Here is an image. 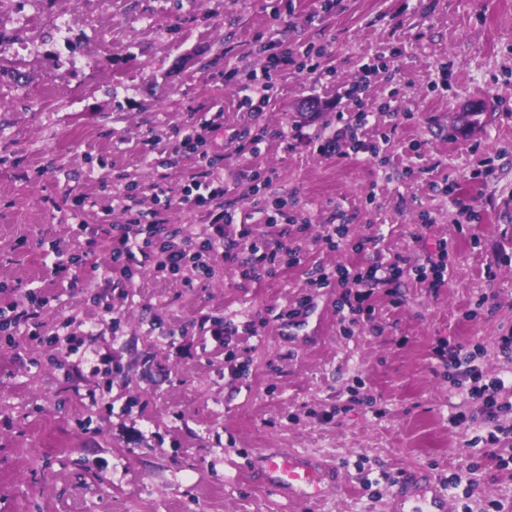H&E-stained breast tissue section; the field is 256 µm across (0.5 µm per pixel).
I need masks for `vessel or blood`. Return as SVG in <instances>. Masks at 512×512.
<instances>
[{"label": "vessel or blood", "mask_w": 512, "mask_h": 512, "mask_svg": "<svg viewBox=\"0 0 512 512\" xmlns=\"http://www.w3.org/2000/svg\"><path fill=\"white\" fill-rule=\"evenodd\" d=\"M252 473L265 487L301 505H315L326 488L337 485L339 470L315 456L292 449L257 452ZM390 512H448V496L441 484L420 471H409L393 482Z\"/></svg>", "instance_id": "vessel-or-blood-1"}]
</instances>
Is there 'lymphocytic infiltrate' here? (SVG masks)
<instances>
[{
    "label": "lymphocytic infiltrate",
    "instance_id": "obj_1",
    "mask_svg": "<svg viewBox=\"0 0 512 512\" xmlns=\"http://www.w3.org/2000/svg\"><path fill=\"white\" fill-rule=\"evenodd\" d=\"M258 41L262 50L269 53L268 66L257 71L233 69L224 75L226 81L239 86L242 98L238 107L243 112L263 111L270 102L277 80L288 68L310 74L317 73L320 68V53L309 48L296 52L282 49L277 30L260 35ZM361 71L360 82L346 91L357 110L342 119L331 138L318 145L320 154L339 158L352 153L372 158L377 155L375 143L364 136L365 130L376 124L364 94L371 76L380 73L389 82L393 75L385 64L366 63ZM220 127L218 118L213 117L201 123L199 128L187 131L180 140L179 150L194 154L198 170L184 185L179 199H172L167 188L158 184L153 188L155 207L151 213L138 210L135 198L126 193L119 196L118 203L129 216L127 223L113 224L108 217H101L97 232L111 243L113 273L132 280L138 272L137 254L152 253L159 257L155 264L156 272L184 274V283L189 286L194 280L209 275L210 262L215 255H231L241 245L250 254L248 262L240 267L241 277L259 279L273 275L276 259L283 252L288 257V266L307 267L308 287L316 290L335 286L344 289L340 306L351 317L369 309V301L376 291L395 295L396 285L402 278H411L430 288L444 285L448 261V245L444 242L435 253L413 264L399 256L390 262L367 266H307L301 241L309 222L290 209L286 200H273L267 196V189L277 179V173L272 169L258 168L250 175L251 205L260 223L264 224V231H257V225L237 222L238 199L230 194L223 176L215 173L207 149L209 134ZM175 201L197 216V223L187 225L182 231L169 230L163 215ZM132 226L138 229L133 236L128 233ZM435 354L447 368L453 384L467 391L469 397L479 404L487 425L482 443L496 448L511 440L512 426L505 428L498 422L499 413L512 407L503 400L505 380L500 376L483 377L477 365L481 349L467 350L460 345L442 343L437 346Z\"/></svg>",
    "mask_w": 512,
    "mask_h": 512
}]
</instances>
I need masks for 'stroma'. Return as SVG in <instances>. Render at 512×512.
<instances>
[{
    "label": "stroma",
    "instance_id": "stroma-1",
    "mask_svg": "<svg viewBox=\"0 0 512 512\" xmlns=\"http://www.w3.org/2000/svg\"><path fill=\"white\" fill-rule=\"evenodd\" d=\"M273 8L0 0L16 23L0 35V306L41 289L42 321L71 320L78 348L66 356L27 328L0 338V512H302L248 475L249 455L266 448L339 465L342 489H326L314 512H386L403 469L445 482L448 512L491 501L512 512V467L474 444L484 419L434 355L442 341L479 345L483 375L512 372L498 350L512 332V0H340L329 13L294 0L278 19ZM58 14L75 18L70 38L89 66H73L68 43L42 26ZM271 27L284 47L324 48L322 71L288 73L264 111H238L224 72L261 69L256 37ZM379 55L394 80L372 81L366 102L390 104L396 131L375 158L319 154ZM217 112L209 154L241 214L250 171L276 169L271 194L311 222L309 262L414 263L444 241V288L403 279L397 299L376 293L371 312L344 324L342 289L309 292L301 267L242 278L240 246L192 288L150 258L135 282L111 275L107 241L88 238L102 208L124 224L114 196L147 211L153 184L179 195L197 162L172 147ZM248 128L267 133L254 157L234 152ZM82 196L92 205L76 220ZM339 210L351 240L380 237L378 250L323 251ZM55 242L89 251L88 263L54 278ZM306 295L320 328L300 344L282 315ZM217 320L236 327L230 344L212 338Z\"/></svg>",
    "mask_w": 512,
    "mask_h": 512
}]
</instances>
